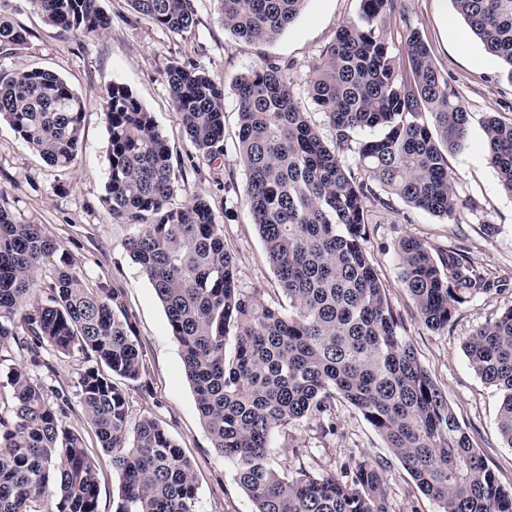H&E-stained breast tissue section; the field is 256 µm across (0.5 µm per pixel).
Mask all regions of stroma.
<instances>
[{"label": "stroma", "instance_id": "stroma-1", "mask_svg": "<svg viewBox=\"0 0 512 512\" xmlns=\"http://www.w3.org/2000/svg\"><path fill=\"white\" fill-rule=\"evenodd\" d=\"M101 6L110 19L108 29L82 37L44 22L28 0H21L15 19L29 36L12 54L0 55V74L42 67L62 76L85 102L84 133L76 161L60 168L0 123V191L16 221L41 225L57 241L85 287L103 296L124 289L146 353L142 379L125 385L130 418L156 420L191 461L199 512H252L235 464L210 444L164 309L127 250L128 239L139 227L114 219L103 202L109 150L103 97L110 85L122 84L151 112L171 154L177 184L174 205L203 197L224 226V245L235 259L241 287L260 294L265 302H284L243 192L245 171L237 152L233 92H226L224 98V154L208 164L194 156L164 71L176 60L192 63L228 85L263 60H278L289 65L303 110L314 124H322L304 77L339 25L357 18L360 0H307L295 22L269 43L235 39L225 31L214 0H195L198 22L183 37L137 14L128 0H102ZM409 26L419 30L436 67L457 90L469 114L464 146L448 155L460 203L450 218L412 208L397 198L387 207L368 205L365 246L402 319L403 336L447 397L473 446L484 454L499 481L510 486L512 448L504 444L497 428L500 394L472 370L463 344L480 325L512 308V194L503 190L487 160L484 133L488 115L512 122V82L505 64L485 50L451 0H401L387 22L389 40L400 43ZM406 237L424 242L437 257L451 251L466 255L491 284V291L458 304L448 327L429 329L400 281L396 246ZM48 360L51 370L35 368L31 374L46 387L68 395L65 424L81 436L84 448L99 463L98 510L114 512L119 477L79 404L78 378L88 360L78 351L67 356L52 353ZM352 456L389 461L391 512H439L401 464L392 460L374 428L342 402L336 406L335 435L324 438L311 423L293 422L275 434L270 463L281 473L301 465L320 473L337 472Z\"/></svg>", "mask_w": 512, "mask_h": 512}]
</instances>
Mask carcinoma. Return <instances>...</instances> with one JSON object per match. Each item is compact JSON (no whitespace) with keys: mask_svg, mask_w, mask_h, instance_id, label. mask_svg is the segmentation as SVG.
<instances>
[{"mask_svg":"<svg viewBox=\"0 0 512 512\" xmlns=\"http://www.w3.org/2000/svg\"><path fill=\"white\" fill-rule=\"evenodd\" d=\"M155 25L184 35L196 25L193 0H127ZM224 30L253 43L275 40L305 0H215ZM512 82V0H452ZM46 22L83 37L108 18L100 0H29ZM0 0V54L26 40ZM399 0H360L309 70L308 93L324 116L325 138L294 98L288 66L266 59L237 77L238 154L245 196L288 307L240 287L224 227L200 196L181 207L171 154L150 112L126 86L106 90L112 215L144 229L127 244L161 302L212 448L234 461L253 512H390L388 462L350 457L340 473L270 464L274 433L304 419L336 434V403L362 414L439 512H512V488L498 480L441 389L400 332V319L365 247L367 203L408 206L439 217L458 205L448 153L467 137L468 112L409 27L397 65L384 30ZM195 155H224V86L195 64L165 71ZM85 102L58 74L30 68L0 77V122L54 166L76 160ZM489 160L512 192V122L484 125ZM355 166L343 152L356 134ZM389 195L384 198L375 188ZM60 246L38 224H20L0 191V347L15 344L34 367L43 351H82L87 421L119 474L115 512H197L191 462L154 420L131 422L119 381L140 380L146 358L124 289L85 288ZM59 256L46 300L33 302L37 271ZM400 279L424 324L444 329L456 304L491 291L467 257L439 259L408 238L397 246ZM469 365L503 399L500 435L512 448V309L465 343ZM105 366L111 375L100 369ZM13 407L0 415V512H98V462L64 422L70 402L24 368L9 372Z\"/></svg>","mask_w":512,"mask_h":512,"instance_id":"carcinoma-1","label":"carcinoma"}]
</instances>
